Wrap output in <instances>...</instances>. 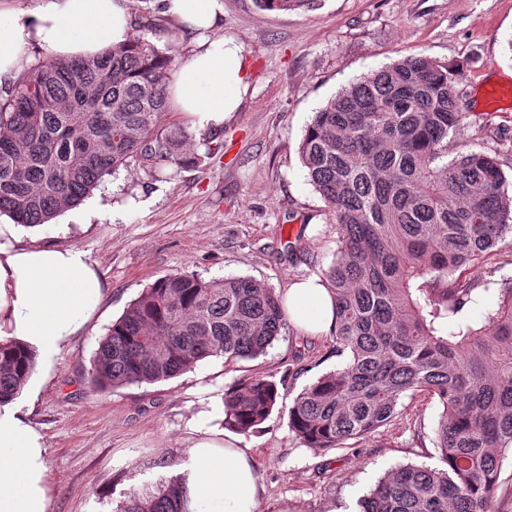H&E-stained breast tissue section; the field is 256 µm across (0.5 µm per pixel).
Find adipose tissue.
<instances>
[{
    "instance_id": "ef3b65f1",
    "label": "adipose tissue",
    "mask_w": 512,
    "mask_h": 512,
    "mask_svg": "<svg viewBox=\"0 0 512 512\" xmlns=\"http://www.w3.org/2000/svg\"><path fill=\"white\" fill-rule=\"evenodd\" d=\"M165 13L193 44L168 87L170 103L192 128L223 127L244 87L242 47L222 36L224 0H164ZM132 0H0V99L8 98L41 49L59 62L91 59L127 43L134 32ZM108 285L74 246L24 243L19 227L0 218V342L17 341L44 364L99 310ZM289 320L312 335L335 323L334 302L319 277L292 282L282 293ZM183 458L187 512H257L262 488L251 450L209 423L191 418ZM43 434L10 405L0 406V512H46L51 485Z\"/></svg>"
}]
</instances>
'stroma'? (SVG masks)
Returning a JSON list of instances; mask_svg holds the SVG:
<instances>
[{
	"label": "stroma",
	"mask_w": 512,
	"mask_h": 512,
	"mask_svg": "<svg viewBox=\"0 0 512 512\" xmlns=\"http://www.w3.org/2000/svg\"><path fill=\"white\" fill-rule=\"evenodd\" d=\"M224 32L243 48L248 89L220 132L196 138L211 152L203 166L171 179L147 177L137 162L107 176L63 224L24 231L25 241L73 245L102 271L109 292L84 336L35 373L15 404L44 434L52 492L47 512H118L130 497L173 475L187 422L221 418L222 395L248 376L276 382L270 417L246 435L266 488L258 512H357V501L392 468L438 463L434 430L441 407L419 393L403 397L393 422L340 448L303 445L288 426L293 399L341 368L332 335L287 325L265 355L225 364L209 358L155 384L101 391L87 381L98 342L140 292L173 272L203 279L246 276L283 291L321 276L335 258L336 227L308 183L298 148L316 111L370 71L422 54L460 69V130L449 156L495 151L512 175V111L478 112L482 92L512 82V0H316L309 9L260 10L255 0H224ZM139 205L112 215L111 205ZM481 288L463 315L477 320L512 278V243L470 269Z\"/></svg>",
	"instance_id": "obj_1"
}]
</instances>
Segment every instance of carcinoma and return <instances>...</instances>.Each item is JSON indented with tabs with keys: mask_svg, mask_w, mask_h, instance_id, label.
Wrapping results in <instances>:
<instances>
[{
	"mask_svg": "<svg viewBox=\"0 0 512 512\" xmlns=\"http://www.w3.org/2000/svg\"><path fill=\"white\" fill-rule=\"evenodd\" d=\"M292 11L314 0H256ZM129 44L92 60L52 58L25 71L0 103V214L35 227L79 206L107 175L136 160L154 180L201 166L208 154L179 126L163 127L180 50L148 40L138 18ZM460 70L412 55L339 91L312 118L299 146L308 182L336 224V257L322 282L336 313L332 336L345 365L305 387L288 425L308 448H341L398 415L404 395L442 408L441 466L387 472L358 512H500L512 454V278L477 323L461 313L477 290L471 265L512 236V179L495 155L448 159L463 119ZM93 89L96 103L85 107ZM287 325L281 296L242 276L171 273L143 289L99 340L89 384H153L208 358L256 359ZM35 354L0 342V405L34 373ZM277 384L255 375L224 393V425L248 435L278 404ZM180 476L123 512H185Z\"/></svg>",
	"mask_w": 512,
	"mask_h": 512,
	"instance_id": "cac0c4a2",
	"label": "carcinoma"
}]
</instances>
